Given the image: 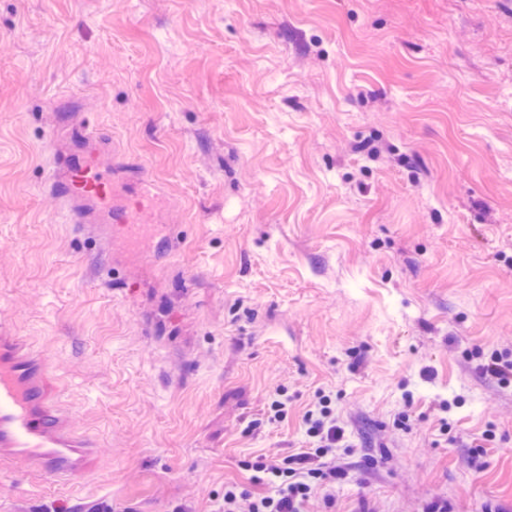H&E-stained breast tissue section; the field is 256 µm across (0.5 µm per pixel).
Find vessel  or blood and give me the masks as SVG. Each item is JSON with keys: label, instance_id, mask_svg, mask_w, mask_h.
<instances>
[{"label": "vessel or blood", "instance_id": "1", "mask_svg": "<svg viewBox=\"0 0 512 512\" xmlns=\"http://www.w3.org/2000/svg\"><path fill=\"white\" fill-rule=\"evenodd\" d=\"M95 150L85 145L49 188L72 223L115 226L127 248L137 250L147 232L141 216L157 205L161 188L146 171L128 188L116 169L95 163ZM64 394V385L26 337L0 329V466L22 455L29 478L52 483H69L96 469L94 445L72 428Z\"/></svg>", "mask_w": 512, "mask_h": 512}]
</instances>
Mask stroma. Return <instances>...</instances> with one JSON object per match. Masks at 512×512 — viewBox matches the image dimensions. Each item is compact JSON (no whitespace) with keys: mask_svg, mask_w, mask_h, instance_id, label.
Returning a JSON list of instances; mask_svg holds the SVG:
<instances>
[{"mask_svg":"<svg viewBox=\"0 0 512 512\" xmlns=\"http://www.w3.org/2000/svg\"><path fill=\"white\" fill-rule=\"evenodd\" d=\"M84 128L169 255L66 221ZM0 326L102 456L0 512H213L323 397L332 512H512V0H0Z\"/></svg>","mask_w":512,"mask_h":512,"instance_id":"stroma-1","label":"stroma"}]
</instances>
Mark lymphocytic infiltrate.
Listing matches in <instances>:
<instances>
[{
  "instance_id": "f902f5d3",
  "label": "lymphocytic infiltrate",
  "mask_w": 512,
  "mask_h": 512,
  "mask_svg": "<svg viewBox=\"0 0 512 512\" xmlns=\"http://www.w3.org/2000/svg\"><path fill=\"white\" fill-rule=\"evenodd\" d=\"M304 448L283 456L261 457L251 468L267 492L257 497L244 487L228 485L216 512H312L317 487L346 476L342 449L349 442L326 402H319L305 416Z\"/></svg>"
}]
</instances>
